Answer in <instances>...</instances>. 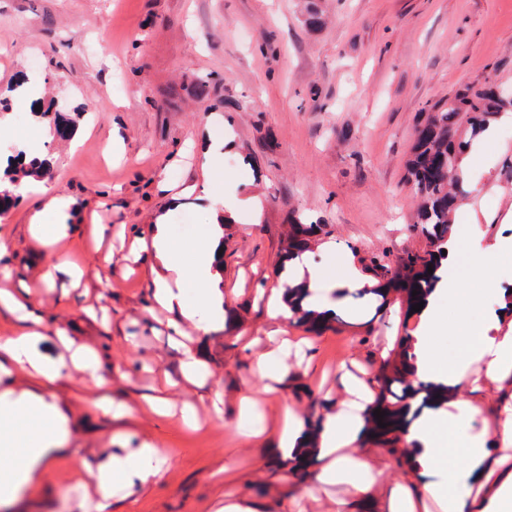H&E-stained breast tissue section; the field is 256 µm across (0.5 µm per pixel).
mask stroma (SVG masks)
<instances>
[{"mask_svg":"<svg viewBox=\"0 0 512 512\" xmlns=\"http://www.w3.org/2000/svg\"><path fill=\"white\" fill-rule=\"evenodd\" d=\"M313 8L322 25H310ZM489 80L512 89V0H0V101L15 103L21 84L30 99H54L64 116L83 112L66 140L28 115L0 129V147L32 145L48 160L45 185L71 201L63 248L86 270L83 288L63 275L37 287L52 257L25 232L46 202L34 187L0 216L10 285L32 289L43 351L62 354L59 326L94 345L106 391L132 407L114 419L87 408L97 390L81 376L56 384L68 451L10 512H59L81 465L145 440L173 463L109 512H214L227 495L285 512L301 482L280 466L274 431L284 401L317 419L346 396L338 363L376 374L382 350L419 319L406 317L400 295L381 309L353 292L320 332L289 319L290 338L310 347L289 355L279 392L266 395V433L241 437L239 396L261 385L251 358L271 346L266 300L279 281L282 235L296 220L321 224L336 244L337 271L358 256L393 260L425 247L405 167L415 128L460 85ZM112 137L125 149L117 164L103 153ZM470 174L473 212L455 226L465 255L512 235L503 221L512 208V133L472 151ZM209 191L255 195L260 208L238 210L224 243L228 321L193 336L211 376L204 387L168 392L204 416L192 431L143 406L159 374L179 378L181 353L168 314L154 308L151 252L130 272L120 245L149 240L160 221L179 237L196 232ZM96 218L112 261L89 239ZM214 389L224 394L220 420L208 415Z\"/></svg>","mask_w":512,"mask_h":512,"instance_id":"35a3bbf8","label":"stroma"}]
</instances>
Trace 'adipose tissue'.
<instances>
[{
    "label": "adipose tissue",
    "instance_id": "ef3b65f1",
    "mask_svg": "<svg viewBox=\"0 0 512 512\" xmlns=\"http://www.w3.org/2000/svg\"><path fill=\"white\" fill-rule=\"evenodd\" d=\"M258 197L208 198L207 222L200 233L176 238L168 224L152 228L150 247L152 295L155 304L173 314L176 334L199 333L224 326L229 317L221 289L224 225L240 208H258ZM70 200L56 195L45 204L52 222L28 224L27 234L45 251H53L71 230L66 217ZM512 240L499 239L492 248L473 250L467 263L471 274L494 283V306L483 292L467 287L453 269L459 257L457 241H448L445 263L451 267L446 284L428 298L421 323L407 340V365L414 380L459 389L472 370H479L501 392L500 407L484 410L482 395L452 398L442 407L426 409L410 424L405 441L410 462L403 480L381 488L372 464L381 448L368 441L365 417L377 399L373 383L355 377L343 381L347 396L335 412L325 414L317 436H310L293 406H285L278 428V447L286 463H304L314 453L320 466L301 497L291 498L289 512H304L303 500H317L326 487L341 485L333 512H512V292L498 285V268ZM333 241L295 254L281 271L289 286L308 288L311 309L334 315L342 296L351 290L376 287L377 282L354 265L336 275L317 264L320 254L335 255ZM452 300L456 324H449L441 299ZM0 309L17 322L13 335L0 338V506L10 505L36 485L40 472L60 458L69 441V418L50 392L62 378L80 374L102 386L99 351L76 342L65 329L55 337L63 355L45 354L43 322L29 293L0 289ZM453 329L456 347L450 357L436 351V338ZM35 383V390L7 386L15 371ZM172 464V457L151 442L110 454L97 466H84L64 498L69 512H106L125 498L131 487L148 482Z\"/></svg>",
    "mask_w": 512,
    "mask_h": 512
}]
</instances>
